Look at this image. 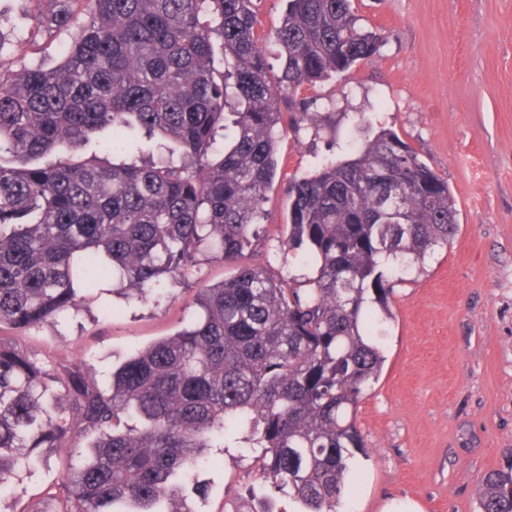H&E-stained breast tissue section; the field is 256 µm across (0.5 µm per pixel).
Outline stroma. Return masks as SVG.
Listing matches in <instances>:
<instances>
[{
  "label": "stroma",
  "mask_w": 512,
  "mask_h": 512,
  "mask_svg": "<svg viewBox=\"0 0 512 512\" xmlns=\"http://www.w3.org/2000/svg\"><path fill=\"white\" fill-rule=\"evenodd\" d=\"M381 37L379 56L313 86L296 103L316 123L279 143L283 175L265 205L266 234L254 263L284 277L306 266L282 262L286 181L342 159L380 130L418 151L456 200L458 230L423 268L394 281L384 328L385 363L359 404L356 455L345 512H385L411 500L423 512H478L477 483L512 463V0H352ZM28 0H0V54L14 70L59 59V34L37 32ZM232 264L199 254L192 275L142 301L104 284L56 326L16 330L19 346L44 361L84 358L102 376L132 349L197 316L192 288L230 276ZM70 462L53 454L14 498L16 512L41 500ZM260 463L239 448L211 451L187 483L197 512H241Z\"/></svg>",
  "instance_id": "obj_1"
}]
</instances>
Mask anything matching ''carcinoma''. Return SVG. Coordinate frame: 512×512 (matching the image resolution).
I'll return each instance as SVG.
<instances>
[{
  "label": "carcinoma",
  "instance_id": "obj_1",
  "mask_svg": "<svg viewBox=\"0 0 512 512\" xmlns=\"http://www.w3.org/2000/svg\"><path fill=\"white\" fill-rule=\"evenodd\" d=\"M50 2L34 20L69 34L60 62L0 66V329L52 324L106 282L146 299L204 248L238 266L196 289L193 322L135 348L105 384L82 359L47 367L0 335V494L54 448L77 463L26 512H196L183 480L209 449L241 448L269 487L249 512H276V493L341 512L364 448L357 409L384 364L390 275L448 244L455 199L383 129L289 181L283 254L303 251L309 273L287 282L242 259L284 129L315 121L280 101L374 58L379 35L352 0H287L271 35L256 0ZM99 131L100 153L75 158ZM116 152L133 161L108 162ZM479 509L512 512V464L483 478Z\"/></svg>",
  "mask_w": 512,
  "mask_h": 512
}]
</instances>
